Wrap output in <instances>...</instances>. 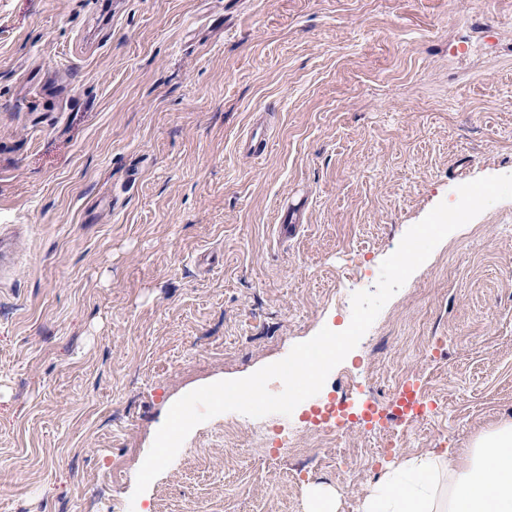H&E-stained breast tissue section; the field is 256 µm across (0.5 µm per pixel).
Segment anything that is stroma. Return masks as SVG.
I'll return each instance as SVG.
<instances>
[{
    "label": "stroma",
    "mask_w": 512,
    "mask_h": 512,
    "mask_svg": "<svg viewBox=\"0 0 512 512\" xmlns=\"http://www.w3.org/2000/svg\"><path fill=\"white\" fill-rule=\"evenodd\" d=\"M59 75L65 95L40 94ZM503 174L512 0H0V512H312L319 493L358 512L403 459L512 418L505 200L435 248L320 394L209 419L134 491L176 400L345 330L411 226ZM400 377L438 410L370 444L406 447L371 465L350 431L353 465L302 456L311 407L389 412Z\"/></svg>",
    "instance_id": "obj_1"
}]
</instances>
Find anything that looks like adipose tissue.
<instances>
[{
    "mask_svg": "<svg viewBox=\"0 0 512 512\" xmlns=\"http://www.w3.org/2000/svg\"><path fill=\"white\" fill-rule=\"evenodd\" d=\"M362 512H512V420L468 447L405 459L369 488Z\"/></svg>",
    "mask_w": 512,
    "mask_h": 512,
    "instance_id": "ef3b65f1",
    "label": "adipose tissue"
}]
</instances>
